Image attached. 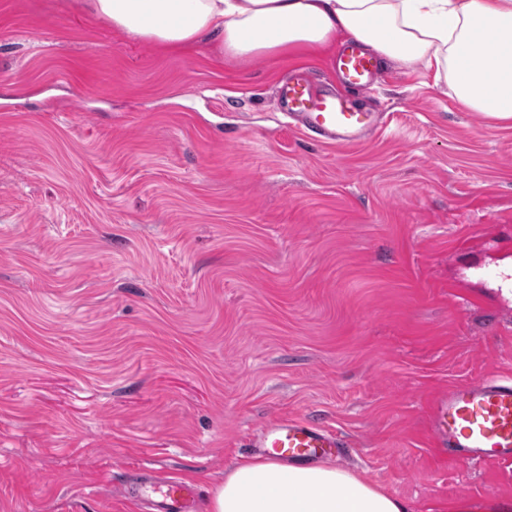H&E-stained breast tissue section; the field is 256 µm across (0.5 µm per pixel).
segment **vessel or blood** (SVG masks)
<instances>
[{
  "label": "vessel or blood",
  "instance_id": "vessel-or-blood-1",
  "mask_svg": "<svg viewBox=\"0 0 512 512\" xmlns=\"http://www.w3.org/2000/svg\"><path fill=\"white\" fill-rule=\"evenodd\" d=\"M340 86L322 84L302 67L290 70L275 89L278 110L317 142L352 146L365 140L381 121L379 113L356 104L368 95L379 74L378 59L355 42L345 43L334 58ZM431 434L438 446L456 457L512 464V378L490 375L457 385L433 406ZM253 447L272 458L312 462L341 458L347 442L335 431L310 421L280 418L265 425ZM199 493L190 481L167 482L156 512H197Z\"/></svg>",
  "mask_w": 512,
  "mask_h": 512
}]
</instances>
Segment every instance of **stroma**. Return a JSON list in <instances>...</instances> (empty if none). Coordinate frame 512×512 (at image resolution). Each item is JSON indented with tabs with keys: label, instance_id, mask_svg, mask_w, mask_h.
I'll list each match as a JSON object with an SVG mask.
<instances>
[{
	"label": "stroma",
	"instance_id": "stroma-1",
	"mask_svg": "<svg viewBox=\"0 0 512 512\" xmlns=\"http://www.w3.org/2000/svg\"><path fill=\"white\" fill-rule=\"evenodd\" d=\"M0 0V512L201 502L266 423L349 446L411 512H491L512 470L434 448L432 398L512 373V119L382 64L367 142L274 105L289 69L164 52ZM198 500V488L193 482L174 479L163 486L154 509L156 512H196Z\"/></svg>",
	"mask_w": 512,
	"mask_h": 512
}]
</instances>
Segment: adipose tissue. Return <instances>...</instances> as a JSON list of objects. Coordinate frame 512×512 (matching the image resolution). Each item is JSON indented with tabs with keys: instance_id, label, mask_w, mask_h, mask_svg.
Here are the masks:
<instances>
[{
	"instance_id": "adipose-tissue-1",
	"label": "adipose tissue",
	"mask_w": 512,
	"mask_h": 512,
	"mask_svg": "<svg viewBox=\"0 0 512 512\" xmlns=\"http://www.w3.org/2000/svg\"><path fill=\"white\" fill-rule=\"evenodd\" d=\"M78 11L164 49L311 56L352 37L381 58L432 70L475 112L512 117V0H78ZM490 30L475 43L474 34ZM208 512H409L355 474L268 458L232 469Z\"/></svg>"
}]
</instances>
